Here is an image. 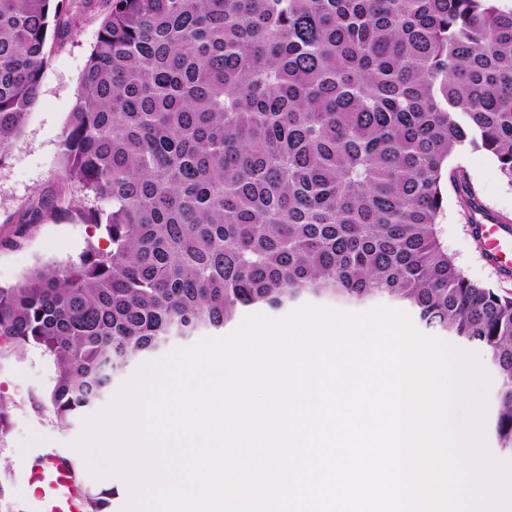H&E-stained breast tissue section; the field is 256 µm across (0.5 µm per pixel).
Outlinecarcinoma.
Returning a JSON list of instances; mask_svg holds the SVG:
<instances>
[{
	"mask_svg": "<svg viewBox=\"0 0 512 512\" xmlns=\"http://www.w3.org/2000/svg\"><path fill=\"white\" fill-rule=\"evenodd\" d=\"M92 0H0V165L47 65L50 18ZM503 0H107L63 131L66 210L99 228L63 266L0 286V342L56 365L58 423L169 336L246 307L390 297L483 347L512 450V293L448 254L450 157L512 184V7ZM110 492L86 494L110 512Z\"/></svg>",
	"mask_w": 512,
	"mask_h": 512,
	"instance_id": "1",
	"label": "carcinoma"
}]
</instances>
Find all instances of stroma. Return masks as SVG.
Wrapping results in <instances>:
<instances>
[{
	"mask_svg": "<svg viewBox=\"0 0 512 512\" xmlns=\"http://www.w3.org/2000/svg\"><path fill=\"white\" fill-rule=\"evenodd\" d=\"M105 0L79 22L61 24L48 34L49 63L43 73L40 93L23 135L9 160L0 167V285L22 281L46 264L75 259L88 245L105 246L97 229L63 211L39 223L22 226L28 208L38 198L58 191L56 172L60 141L68 116L80 91L84 71L96 42ZM450 166L462 167L491 216L512 223V185L500 175L494 160L483 150L466 148L451 157ZM449 254L472 281L512 292V279L504 277L475 241L455 193H448L440 226ZM56 368L51 358L32 348L23 355L0 354V401L9 409L10 427L0 439V512H15L28 488V471L15 464L19 454L37 460L45 455L67 458L85 489L98 491L113 486L111 512H123L129 487L120 477L112 481L95 477L75 443L87 418L97 408L86 409L68 425L57 422L46 398Z\"/></svg>",
	"mask_w": 512,
	"mask_h": 512,
	"instance_id": "obj_1",
	"label": "stroma"
}]
</instances>
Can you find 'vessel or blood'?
Masks as SVG:
<instances>
[{
    "mask_svg": "<svg viewBox=\"0 0 512 512\" xmlns=\"http://www.w3.org/2000/svg\"><path fill=\"white\" fill-rule=\"evenodd\" d=\"M481 246L500 270L512 269V232L480 216L476 226ZM30 480L40 501V512H86V497L77 477L66 462L47 456L32 470Z\"/></svg>",
    "mask_w": 512,
    "mask_h": 512,
    "instance_id": "obj_1",
    "label": "vessel or blood"
}]
</instances>
